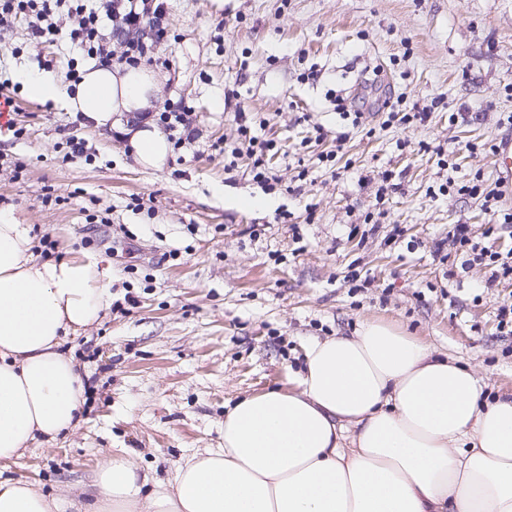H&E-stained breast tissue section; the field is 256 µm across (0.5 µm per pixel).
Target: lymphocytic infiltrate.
I'll return each instance as SVG.
<instances>
[{
    "label": "lymphocytic infiltrate",
    "instance_id": "f902f5d3",
    "mask_svg": "<svg viewBox=\"0 0 512 512\" xmlns=\"http://www.w3.org/2000/svg\"><path fill=\"white\" fill-rule=\"evenodd\" d=\"M168 0H0V33L9 31L15 21L27 19L29 40L40 45L65 38L82 55L98 65L136 67L154 62L159 46L168 33ZM155 118L165 131L175 151L194 148L199 130L185 108L163 109ZM238 145L231 156L248 154L252 159L250 174L256 183L269 185L271 175L264 157L271 142L254 133L257 115L236 112ZM440 195L455 193L478 196L497 229L512 228V210L504 208L501 181L487 182L481 174L457 180L448 176L438 186ZM448 245L465 253L469 264L488 269L490 282L512 280V250L500 253L476 242L470 225L448 227Z\"/></svg>",
    "mask_w": 512,
    "mask_h": 512
}]
</instances>
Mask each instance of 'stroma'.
<instances>
[{"label": "stroma", "mask_w": 512, "mask_h": 512, "mask_svg": "<svg viewBox=\"0 0 512 512\" xmlns=\"http://www.w3.org/2000/svg\"><path fill=\"white\" fill-rule=\"evenodd\" d=\"M168 22L157 104L191 106L200 137L196 155L159 170L136 164L117 131L75 124L64 96L20 88L22 71L67 88L74 53L64 42L31 45L23 19L0 40V84L16 88L26 130L20 140L0 132V212L34 238L51 234L59 256L95 255L124 304L61 345L92 388L77 428L1 461L0 474L62 498L63 512H81L97 468L120 448L169 478L183 455L223 447L225 405L287 387L310 341L368 318L479 366L489 394L512 392V335H499L496 318L512 281L488 284L465 255L436 253L452 224L497 251L512 248V235L490 232L477 200L432 196L437 157L419 149L454 148L456 176L496 180L487 146L512 137L499 123L512 113V0H170ZM312 70L316 80H305ZM340 95L370 114L388 99L440 105L426 124L354 130L340 147ZM239 107L268 120L273 188L252 180L248 155L228 171L211 149L235 145ZM452 111L462 120L449 123ZM71 132L90 160L66 159ZM333 151L337 177L321 161ZM384 169L401 187L379 203L360 177ZM377 209L385 216L371 234L363 219ZM393 224L404 234L389 244ZM353 270L367 287L348 280Z\"/></svg>", "instance_id": "stroma-1"}]
</instances>
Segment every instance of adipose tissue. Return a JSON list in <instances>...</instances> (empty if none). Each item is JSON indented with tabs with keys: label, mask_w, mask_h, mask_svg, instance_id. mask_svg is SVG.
Masks as SVG:
<instances>
[{
	"label": "adipose tissue",
	"mask_w": 512,
	"mask_h": 512,
	"mask_svg": "<svg viewBox=\"0 0 512 512\" xmlns=\"http://www.w3.org/2000/svg\"><path fill=\"white\" fill-rule=\"evenodd\" d=\"M157 87L146 67L89 66L66 104L159 169L170 145L144 117ZM111 286L96 257L39 260L29 226L0 215V461L75 426L82 381L59 346L100 320ZM93 485L87 512H512V394L487 398L473 366L371 319L312 342L290 387L228 406L223 447L187 455L172 478L121 450ZM60 507L0 478V512Z\"/></svg>",
	"instance_id": "obj_1"
}]
</instances>
